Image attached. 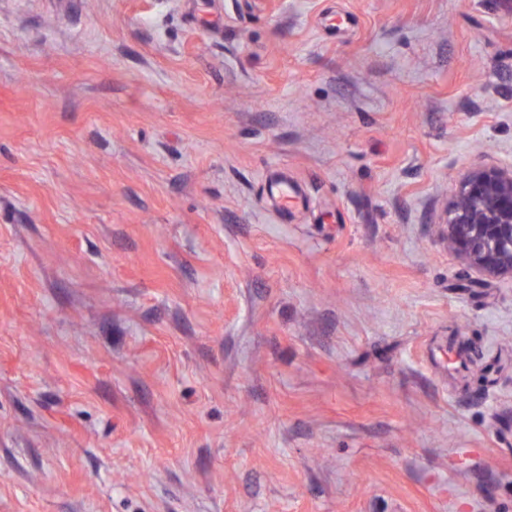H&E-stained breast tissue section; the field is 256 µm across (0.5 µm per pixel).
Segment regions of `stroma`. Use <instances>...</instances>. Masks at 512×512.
I'll return each instance as SVG.
<instances>
[{"label": "stroma", "mask_w": 512, "mask_h": 512, "mask_svg": "<svg viewBox=\"0 0 512 512\" xmlns=\"http://www.w3.org/2000/svg\"><path fill=\"white\" fill-rule=\"evenodd\" d=\"M493 163L500 0H0V512H512ZM440 226L449 252L483 276L512 281V164L468 168Z\"/></svg>", "instance_id": "1"}]
</instances>
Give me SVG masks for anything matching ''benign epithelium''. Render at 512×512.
I'll return each instance as SVG.
<instances>
[{"mask_svg":"<svg viewBox=\"0 0 512 512\" xmlns=\"http://www.w3.org/2000/svg\"><path fill=\"white\" fill-rule=\"evenodd\" d=\"M441 235L448 251L479 274L512 280V164L467 169Z\"/></svg>","mask_w":512,"mask_h":512,"instance_id":"7a95c632","label":"benign epithelium"}]
</instances>
